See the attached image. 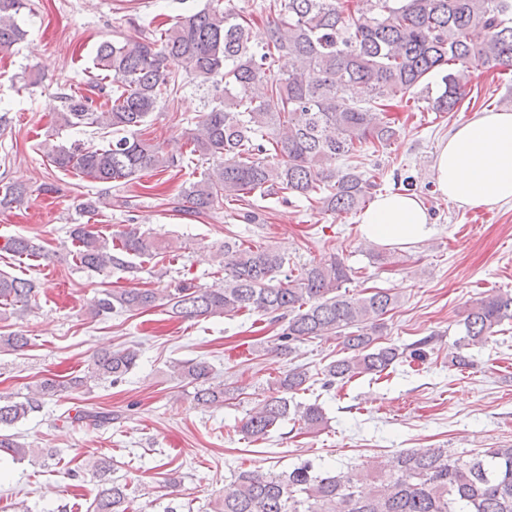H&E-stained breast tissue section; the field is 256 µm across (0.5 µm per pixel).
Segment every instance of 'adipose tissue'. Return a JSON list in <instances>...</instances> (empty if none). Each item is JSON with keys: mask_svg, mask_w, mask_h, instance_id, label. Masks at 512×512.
<instances>
[{"mask_svg": "<svg viewBox=\"0 0 512 512\" xmlns=\"http://www.w3.org/2000/svg\"><path fill=\"white\" fill-rule=\"evenodd\" d=\"M438 191L471 208L512 201V112H484L441 143L432 165ZM363 234L385 244H414L431 231V219L412 193L377 195L361 215Z\"/></svg>", "mask_w": 512, "mask_h": 512, "instance_id": "adipose-tissue-1", "label": "adipose tissue"}]
</instances>
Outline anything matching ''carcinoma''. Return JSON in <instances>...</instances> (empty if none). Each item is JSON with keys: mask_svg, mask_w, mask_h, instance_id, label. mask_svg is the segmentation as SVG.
I'll return each mask as SVG.
<instances>
[{"mask_svg": "<svg viewBox=\"0 0 512 512\" xmlns=\"http://www.w3.org/2000/svg\"><path fill=\"white\" fill-rule=\"evenodd\" d=\"M26 0H0V53H8L24 36L16 16ZM266 39L253 43L250 21L232 8L204 7L180 14L167 27L139 37L102 42L94 67L112 74V87L94 79L89 91L107 96V108L94 107L83 93L62 94L61 126L96 125L110 130L99 147L42 143L43 153L62 171H75L100 183L130 181L146 171L182 166L184 157L166 153L157 143L136 135L160 104L175 99L182 80L218 94L204 106L188 133L190 153L217 160L201 179L182 191L176 208L199 216L220 202L236 206L244 224H258L250 197L304 198L342 216L366 207L378 187L356 161L364 147L385 146L397 129L385 119L394 101L420 89L430 112H453L460 91L473 72L496 69L512 74V0H360L355 11L340 0H272ZM277 58L291 68L271 74ZM351 86L364 90L363 101L346 97ZM347 164L336 167V160ZM28 195L21 184L0 189V210L13 209ZM77 245L75 261L89 270L113 269L138 278V259L155 258L159 238L134 226L108 239L90 224L69 231ZM0 249L16 257H39L34 239L13 236ZM224 284L203 287L180 280L160 292L117 288L92 304L96 315L117 309L145 312L166 307L187 319L253 312L282 324L276 349L319 336L342 338V356L320 370L322 386L332 387L360 375L380 376L404 352L378 344L384 319L397 297L378 288L352 291V269L344 259L305 264L299 273L285 269L288 259L268 245L233 237L216 249ZM37 296L33 281L0 272V323L23 314ZM512 323V290H494L465 307L458 321L460 337L451 355L466 367L468 350L483 346ZM28 337L0 333V349L22 351ZM138 350H104L93 357L94 372L116 383L136 365ZM174 377L194 385L193 400L207 407L224 398L211 382L204 359L171 365ZM314 376L295 367L269 382V395L251 409L241 426L261 439L292 415L308 428L324 421L316 404L293 401ZM62 384L45 379L21 401L0 402V451L25 460L35 450L7 428L39 411L42 400ZM104 456L69 469L105 473ZM233 489L212 504V512H512V446L488 448L464 460L445 448L400 451L382 466L368 460L339 473H318L304 464L287 472L241 470ZM126 485L106 482L92 512H128Z\"/></svg>", "mask_w": 512, "mask_h": 512, "instance_id": "carcinoma-1", "label": "carcinoma"}]
</instances>
